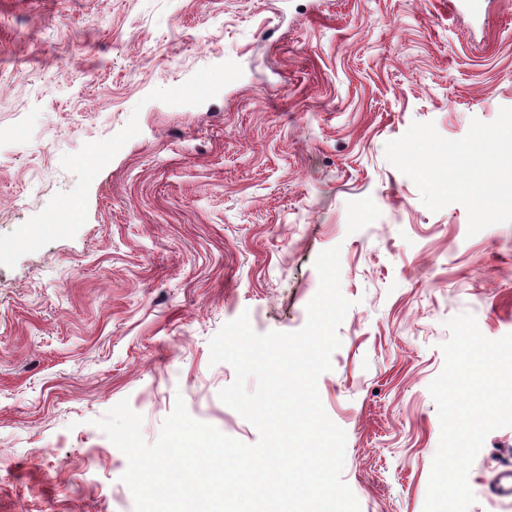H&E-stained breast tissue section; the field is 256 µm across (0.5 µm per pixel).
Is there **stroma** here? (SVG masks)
<instances>
[{"mask_svg":"<svg viewBox=\"0 0 512 512\" xmlns=\"http://www.w3.org/2000/svg\"><path fill=\"white\" fill-rule=\"evenodd\" d=\"M511 127L512 0H0V512H134L94 424L124 399L147 443L180 396L255 444L210 341L301 329L335 246L342 479L424 512L445 322L512 333V201L449 191L454 150ZM511 465L496 429L469 512H512Z\"/></svg>","mask_w":512,"mask_h":512,"instance_id":"35a3bbf8","label":"stroma"}]
</instances>
